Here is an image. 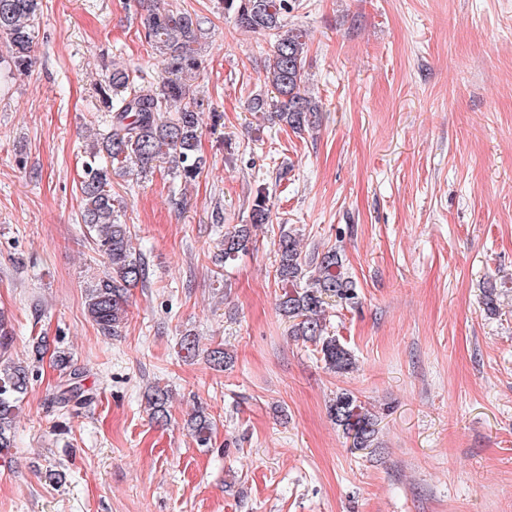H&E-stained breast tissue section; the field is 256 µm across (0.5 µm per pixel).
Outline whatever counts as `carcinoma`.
<instances>
[{"label":"carcinoma","instance_id":"carcinoma-1","mask_svg":"<svg viewBox=\"0 0 512 512\" xmlns=\"http://www.w3.org/2000/svg\"><path fill=\"white\" fill-rule=\"evenodd\" d=\"M235 14L238 25L257 34L276 36L266 68L265 83L272 95L258 94L252 100L256 112L275 114L278 121L293 130L316 126L321 108L305 89L306 34L287 29L284 15L292 8L290 0H223ZM42 0H0V43L6 55L0 56V71L21 75L31 67L34 22ZM144 38L164 58L166 72L156 85L138 87L124 69L115 68L107 77L106 96L111 116L108 135L94 143L83 166L80 194L84 224L93 233L98 249L111 266V274L98 279L86 294V310L99 332L116 336L127 320L130 290L146 276L142 257L131 246L130 228L121 223L112 197V171L129 162L141 174L154 163L167 158L175 174L190 183L201 174L205 161L198 154L201 134V105L191 85L183 77L200 70L199 22L187 11L150 8L141 17ZM271 221L268 197L258 192L251 207L250 223L224 234V252L215 255L214 264L235 259L252 244L251 227ZM276 279L281 284L279 311L292 322V335L320 347L325 364L337 371L352 368V355L334 336L327 335L323 317L326 300L356 304L357 285L344 272L342 255L334 248L318 256L302 254L300 239L291 230L278 240ZM14 342L11 320L0 311V454L13 447L14 428L20 403L27 393L33 369L9 355ZM67 383L54 398L60 408L78 407L88 400L84 376L68 356L58 355ZM152 418L167 420V391L160 387L147 395ZM328 415L352 440L354 448H373L379 432L378 417L352 393L342 391L329 402ZM199 445L211 441L213 422L199 409L188 422Z\"/></svg>","mask_w":512,"mask_h":512}]
</instances>
